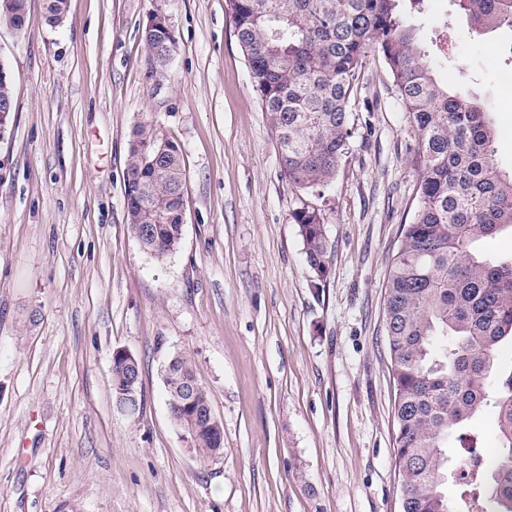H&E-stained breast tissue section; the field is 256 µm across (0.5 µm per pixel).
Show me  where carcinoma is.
I'll return each mask as SVG.
<instances>
[{
    "instance_id": "cac0c4a2",
    "label": "carcinoma",
    "mask_w": 512,
    "mask_h": 512,
    "mask_svg": "<svg viewBox=\"0 0 512 512\" xmlns=\"http://www.w3.org/2000/svg\"><path fill=\"white\" fill-rule=\"evenodd\" d=\"M403 0H227L251 86L275 131L282 174L297 192L324 197L355 136L349 109L363 60L376 52L389 69L417 133L410 149L418 205L393 256L384 327L396 427L394 466L403 512H512V370L498 356L512 342V258L469 250L472 242L512 228V172L495 162V130L482 104L450 93L432 76ZM480 29L512 28V0H453ZM47 21L62 22L67 0H45ZM27 0H0V18L25 26ZM150 73L175 51L168 29L147 23L141 34ZM180 145L151 124L133 130L125 174L127 219L141 249L158 261L178 247L185 211ZM306 263L327 278L323 210L305 199L291 212ZM163 371L173 424L204 459L224 447L210 422L205 389L189 408L177 400L184 380L198 378L175 352ZM116 406L143 402L138 359L112 355ZM497 415L500 446L488 454L467 424L482 408ZM456 442V503L448 482V440Z\"/></svg>"
}]
</instances>
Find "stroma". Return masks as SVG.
<instances>
[{
  "label": "stroma",
  "instance_id": "35a3bbf8",
  "mask_svg": "<svg viewBox=\"0 0 512 512\" xmlns=\"http://www.w3.org/2000/svg\"><path fill=\"white\" fill-rule=\"evenodd\" d=\"M158 12L176 49L151 76L141 32ZM410 21L436 79L490 107L511 168L496 73L512 71V31L476 33L451 0ZM0 64L15 100L0 138V512H401L383 299L418 204L416 134L382 59L364 61L356 135L318 201L323 281L226 0H68L57 26L27 0L23 31L0 22ZM143 121L185 159L183 236L161 262L127 224ZM119 348L141 365L133 415L113 402ZM174 351L223 422L220 458L200 461L171 421ZM291 222L296 224L304 245L306 263L318 280L327 278L326 229L323 210L299 197V205L291 212Z\"/></svg>",
  "mask_w": 512,
  "mask_h": 512
}]
</instances>
